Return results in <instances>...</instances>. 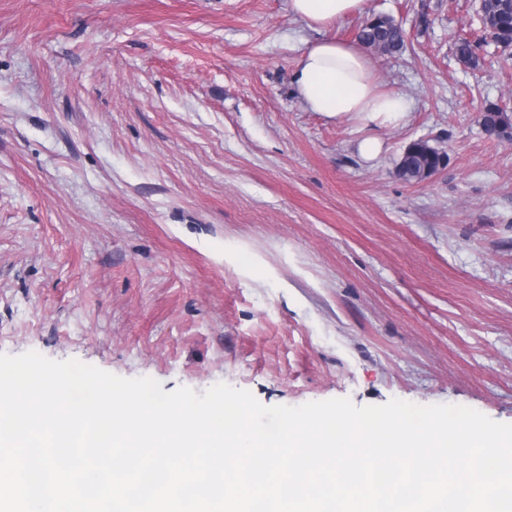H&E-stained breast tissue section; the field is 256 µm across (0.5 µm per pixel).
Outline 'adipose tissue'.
<instances>
[{"label": "adipose tissue", "mask_w": 512, "mask_h": 512, "mask_svg": "<svg viewBox=\"0 0 512 512\" xmlns=\"http://www.w3.org/2000/svg\"><path fill=\"white\" fill-rule=\"evenodd\" d=\"M364 0H288L289 10L322 39L302 53L293 83L306 108L333 121H350L366 129L358 152L375 159L383 143L380 131L406 123L410 106L399 93L382 89L376 63L359 42L331 36L344 17L360 12Z\"/></svg>", "instance_id": "obj_1"}]
</instances>
